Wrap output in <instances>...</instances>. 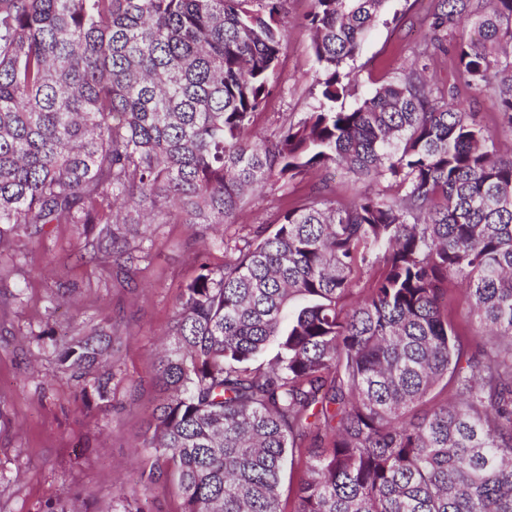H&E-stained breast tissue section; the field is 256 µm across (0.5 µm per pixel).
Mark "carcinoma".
Returning a JSON list of instances; mask_svg holds the SVG:
<instances>
[{"label": "carcinoma", "mask_w": 512, "mask_h": 512, "mask_svg": "<svg viewBox=\"0 0 512 512\" xmlns=\"http://www.w3.org/2000/svg\"><path fill=\"white\" fill-rule=\"evenodd\" d=\"M286 2L0 0V248L81 224L136 289L141 227L192 224L203 243L153 368L151 463L112 512H151L162 481L180 512H512V148L458 101L494 99L512 141V0H434L423 47L352 109L389 0H312L317 105L258 136ZM450 46L440 85L428 70ZM336 170L351 197L323 181L209 241L254 192ZM112 339L54 344L101 408Z\"/></svg>", "instance_id": "cac0c4a2"}]
</instances>
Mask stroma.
Wrapping results in <instances>:
<instances>
[{"label":"stroma","mask_w":512,"mask_h":512,"mask_svg":"<svg viewBox=\"0 0 512 512\" xmlns=\"http://www.w3.org/2000/svg\"><path fill=\"white\" fill-rule=\"evenodd\" d=\"M429 6V0H391L354 63L361 88L381 86L406 66L412 49L429 37ZM310 7L311 0H288L280 91L258 118L257 131L282 112L301 118L314 104L319 73L309 33L299 23ZM193 234L187 224L154 225L135 290L90 261L84 229L76 224L32 232L24 261L0 254V512H39L46 502L74 499L87 512H112L119 491L137 489L147 457L135 445L157 398L152 365L169 343L165 331L176 300L196 274ZM62 283L73 286L76 303L48 313V298ZM19 288L24 295L18 299ZM44 320L59 335L116 326L118 370L109 409L83 403L59 375L53 350L37 351L19 336V329Z\"/></svg>","instance_id":"obj_1"}]
</instances>
